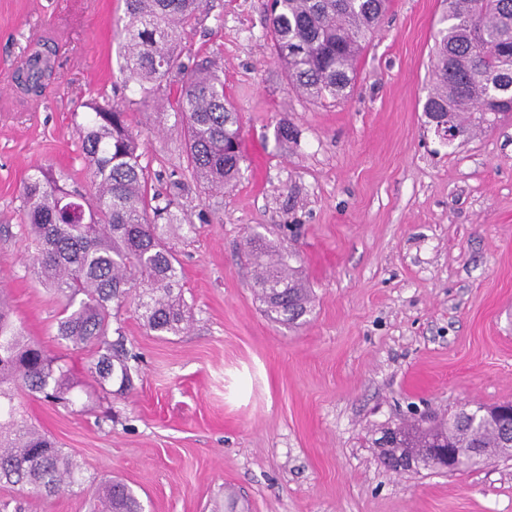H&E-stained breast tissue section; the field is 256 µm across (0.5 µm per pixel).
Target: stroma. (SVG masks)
I'll list each match as a JSON object with an SVG mask.
<instances>
[{"instance_id": "obj_1", "label": "stroma", "mask_w": 512, "mask_h": 512, "mask_svg": "<svg viewBox=\"0 0 512 512\" xmlns=\"http://www.w3.org/2000/svg\"><path fill=\"white\" fill-rule=\"evenodd\" d=\"M445 0H390L346 98L288 83L266 0H202L182 44L216 62L238 109L245 160L221 190L187 170L174 114L140 106L119 70L124 0H0V292L26 335L71 370L70 405L22 412L81 464L82 490L0 486L20 512H89L117 476L146 512H512V460L461 473H396L386 429L512 401V118L443 145L422 106ZM50 45L40 96L13 78ZM124 105L152 192L182 225L167 239L189 318L177 336L115 310L138 357L134 388L103 391L90 352L58 343L61 305L26 268L22 184L52 169L90 189L76 113ZM296 141L282 142L281 124ZM295 256L312 290L299 327L265 312L246 242Z\"/></svg>"}]
</instances>
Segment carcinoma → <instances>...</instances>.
Here are the masks:
<instances>
[{
  "label": "carcinoma",
  "mask_w": 512,
  "mask_h": 512,
  "mask_svg": "<svg viewBox=\"0 0 512 512\" xmlns=\"http://www.w3.org/2000/svg\"><path fill=\"white\" fill-rule=\"evenodd\" d=\"M201 0H124L120 30L122 72L139 103L170 105L187 129L193 175L214 189L237 180L243 155L238 111L211 70L185 63L178 47L195 23ZM387 0H271L270 37L288 82L309 99L334 103L357 77V61L376 32ZM54 63L42 52L25 62L26 81L38 92ZM178 76L174 101L161 84ZM512 0H448L435 35L433 69L423 112L431 124L451 123L463 138L512 113ZM82 115V152L92 176L94 202L47 169L23 183L22 234L34 252L27 269L63 304L59 343L90 348L100 385H133L122 328H112V307L137 298L143 326L157 336L187 329L181 269L166 243L177 223L171 203L148 188L141 143L124 106L97 101ZM254 279L267 314L295 324L308 312L311 288L291 267L292 255L260 238L247 241ZM22 389L52 403L68 402L69 369L24 336L0 294V484L53 495L84 483L82 467L36 426L18 415ZM444 441L478 457L512 458V431L493 407H464L429 426H401L392 450L421 456ZM98 512H144L136 492L120 480L100 483Z\"/></svg>",
  "instance_id": "obj_1"
}]
</instances>
